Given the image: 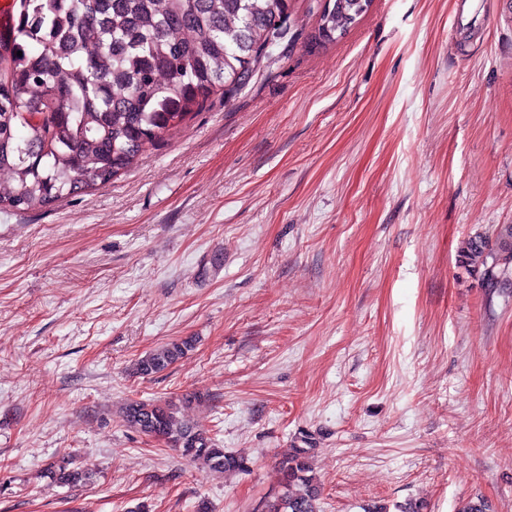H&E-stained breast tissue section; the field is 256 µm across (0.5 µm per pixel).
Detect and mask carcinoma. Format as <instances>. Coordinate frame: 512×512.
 <instances>
[{"label": "carcinoma", "mask_w": 512, "mask_h": 512, "mask_svg": "<svg viewBox=\"0 0 512 512\" xmlns=\"http://www.w3.org/2000/svg\"><path fill=\"white\" fill-rule=\"evenodd\" d=\"M317 13L316 45L334 42L324 30L346 32L365 15L360 0L320 2ZM297 29L289 0H19L0 32V208L29 210L109 183L215 96L229 103L251 80L244 64L259 69ZM462 258L483 268L488 286L509 284L512 224L470 238ZM193 348L191 338L173 340L142 357L137 373L158 374ZM200 400H132L124 416L203 469L246 470L185 415ZM300 441L279 460L278 490L260 512H320L312 437ZM49 474L67 486L87 480L68 461Z\"/></svg>", "instance_id": "carcinoma-1"}]
</instances>
